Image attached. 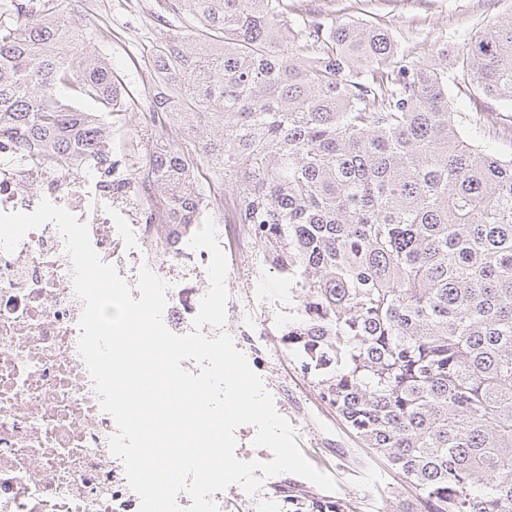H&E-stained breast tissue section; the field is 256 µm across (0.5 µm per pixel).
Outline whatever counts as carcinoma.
Wrapping results in <instances>:
<instances>
[{"label":"carcinoma","instance_id":"1","mask_svg":"<svg viewBox=\"0 0 512 512\" xmlns=\"http://www.w3.org/2000/svg\"><path fill=\"white\" fill-rule=\"evenodd\" d=\"M192 20L152 61L157 139L128 183L198 224L207 167L226 201L301 289L288 340L319 396L417 491L413 512H512V153L451 110L470 80L512 106V12L422 60L390 28L288 0H167ZM0 0V147L72 175L112 174L102 150L124 116L119 81L65 23ZM62 87L97 112L64 103ZM293 512H350L284 486Z\"/></svg>","mask_w":512,"mask_h":512}]
</instances>
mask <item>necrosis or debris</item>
Here are the masks:
<instances>
[{"instance_id": "obj_1", "label": "necrosis or debris", "mask_w": 512, "mask_h": 512, "mask_svg": "<svg viewBox=\"0 0 512 512\" xmlns=\"http://www.w3.org/2000/svg\"><path fill=\"white\" fill-rule=\"evenodd\" d=\"M111 209L88 205L80 184L49 165L32 162L19 175L0 178V213H28L48 199L88 227L104 263L136 287L141 267L170 285L164 324L192 331L208 277V250L188 246V226L176 250L165 241L167 214L135 196L97 187ZM219 245L230 267L251 272L258 262L257 235L231 210L216 212ZM263 291L249 283L232 301L222 330L242 340L264 336L253 315ZM77 296L71 262L54 224L29 230L10 253L0 252V512H139L109 440L117 426L79 355Z\"/></svg>"}]
</instances>
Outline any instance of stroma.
<instances>
[{"instance_id":"obj_1","label":"stroma","mask_w":512,"mask_h":512,"mask_svg":"<svg viewBox=\"0 0 512 512\" xmlns=\"http://www.w3.org/2000/svg\"><path fill=\"white\" fill-rule=\"evenodd\" d=\"M86 3V8L69 11L68 25L88 51L109 60L128 95V110L121 125L114 127L109 146L116 156L125 143L141 141V128L150 121L153 72L149 57L162 37L183 31L189 19L160 9L159 0ZM293 5L298 16L318 8L341 20H356L363 11H372L382 16L404 45L422 55L440 40L452 48L459 46L482 22L512 11V0H370L365 7L359 0H293ZM451 109L493 130L512 124V112L477 89L452 96ZM256 275L273 299L272 305L256 311L273 353L268 364L255 361L251 367L272 395L277 412L294 429L309 461L334 476L337 497L349 501L354 512H399L402 504L413 500V490L364 448L321 400L313 377L301 366L299 348L288 342L287 323L295 318L298 299L287 293L286 277L265 264Z\"/></svg>"}]
</instances>
